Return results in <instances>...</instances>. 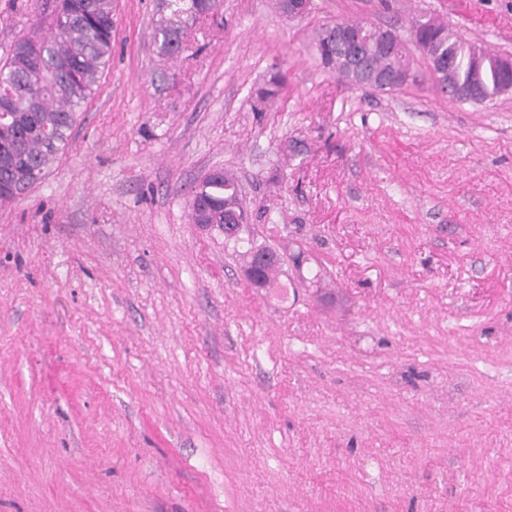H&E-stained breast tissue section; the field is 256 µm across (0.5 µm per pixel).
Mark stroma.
Instances as JSON below:
<instances>
[{"label":"stroma","instance_id":"obj_1","mask_svg":"<svg viewBox=\"0 0 512 512\" xmlns=\"http://www.w3.org/2000/svg\"><path fill=\"white\" fill-rule=\"evenodd\" d=\"M0 0V57L40 18ZM71 144L0 204V512H512V91H391L313 44L421 14L512 56V0H223L185 50L112 0ZM285 87L263 98L277 77ZM233 171L287 297L192 224Z\"/></svg>","mask_w":512,"mask_h":512}]
</instances>
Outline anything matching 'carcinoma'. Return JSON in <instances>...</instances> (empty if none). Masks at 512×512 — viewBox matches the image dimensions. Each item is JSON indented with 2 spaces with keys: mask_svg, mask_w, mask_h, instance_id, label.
<instances>
[{
  "mask_svg": "<svg viewBox=\"0 0 512 512\" xmlns=\"http://www.w3.org/2000/svg\"><path fill=\"white\" fill-rule=\"evenodd\" d=\"M168 15L155 29L161 54L174 57L183 50L181 34L189 21L211 11L212 0H162ZM41 15L46 25L18 38L0 62V187L23 195L50 169L70 144L78 114L95 93L101 68L112 55V0H46ZM341 29L361 34L369 78L359 83L336 41ZM413 38L443 48L448 66L436 77L440 91L476 83L482 98L500 95V75L490 63L477 68L471 57L474 43L426 15L412 22ZM323 66L350 84L369 86L372 76L400 73L409 66L407 50L393 49L381 28L362 21H338L316 37ZM194 198L209 209L208 218L222 224L240 209L235 179L219 172L205 177Z\"/></svg>",
  "mask_w": 512,
  "mask_h": 512,
  "instance_id": "1",
  "label": "carcinoma"
}]
</instances>
